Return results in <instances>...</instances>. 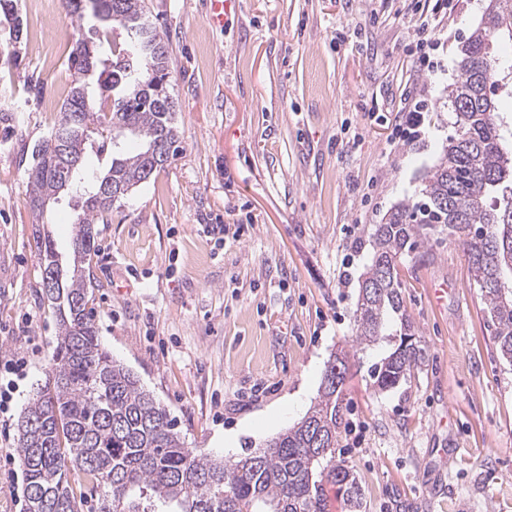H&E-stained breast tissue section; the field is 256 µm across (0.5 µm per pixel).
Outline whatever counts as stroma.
Here are the masks:
<instances>
[{"label":"stroma","mask_w":512,"mask_h":512,"mask_svg":"<svg viewBox=\"0 0 512 512\" xmlns=\"http://www.w3.org/2000/svg\"><path fill=\"white\" fill-rule=\"evenodd\" d=\"M170 51L178 156L100 225L85 265L99 341L170 413L186 447L228 461L297 423L331 355L351 374L336 457L362 512H512V366L453 239L403 259L404 305L427 350L415 379L375 389L381 348L354 342L370 234L418 198L455 133L448 87L487 0H452L438 72L417 70L409 0H146ZM20 41L0 17V365L17 358L0 415V512H24L17 424L51 368L57 317L38 234L72 257L70 198L36 224L23 155L47 137L72 86L66 9L17 0ZM424 135L394 143L416 92ZM249 228L236 236L226 214ZM448 299L437 303L439 284ZM231 445H224V438Z\"/></svg>","instance_id":"35a3bbf8"}]
</instances>
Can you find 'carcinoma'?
<instances>
[{"label":"carcinoma","instance_id":"obj_1","mask_svg":"<svg viewBox=\"0 0 512 512\" xmlns=\"http://www.w3.org/2000/svg\"><path fill=\"white\" fill-rule=\"evenodd\" d=\"M80 21L70 68L75 80L52 135L37 143L26 168L29 208L43 219L44 203L61 192L77 195L73 267L63 274L57 307L58 345L45 383L18 424L26 512H77L68 462L82 473L98 512H330L326 486L336 488L343 512H362L353 469L336 461L344 424L345 380L323 376L318 400L300 422L265 446L233 461L200 456L184 446L169 413L139 380L101 346L88 305L86 256L95 225L179 152L168 44L149 20L145 0H67ZM101 19L98 36L118 27L125 38L108 44L86 36L85 12ZM0 13L17 22L16 0ZM512 40V0H489L462 41L458 79L448 85L456 134L423 178L419 197L395 207L371 233L372 256L359 281L353 310L355 342L385 344L369 371L380 391L397 388L422 369L427 352L402 297L399 263L444 233L463 249L500 356L512 363V126L503 123L496 92L512 84L495 46ZM112 151L105 177L118 191L99 195L85 175L89 153ZM77 161L71 180L62 169ZM44 267L59 265L52 240L39 239Z\"/></svg>","mask_w":512,"mask_h":512}]
</instances>
